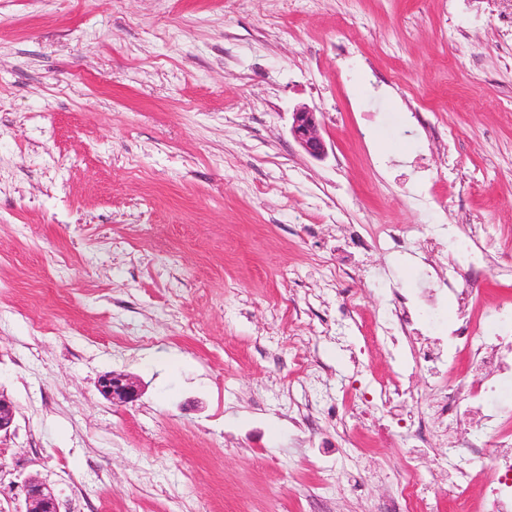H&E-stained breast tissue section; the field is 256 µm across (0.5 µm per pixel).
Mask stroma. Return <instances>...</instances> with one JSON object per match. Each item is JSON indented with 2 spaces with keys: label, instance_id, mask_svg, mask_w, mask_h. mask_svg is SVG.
<instances>
[{
  "label": "stroma",
  "instance_id": "obj_1",
  "mask_svg": "<svg viewBox=\"0 0 512 512\" xmlns=\"http://www.w3.org/2000/svg\"><path fill=\"white\" fill-rule=\"evenodd\" d=\"M512 0H0V512H399L380 329L433 224L512 248ZM351 54L341 52L342 45ZM327 147L307 155L294 108ZM431 193L416 206L415 193ZM398 225L417 250L355 240ZM345 269L340 280L327 270ZM489 306L512 283L459 280ZM140 382L118 406L108 372ZM290 132L299 146L311 157L322 158L326 145L320 134L317 113L300 107L291 112ZM26 512H58V501L47 484L37 477L30 476L23 484Z\"/></svg>",
  "mask_w": 512,
  "mask_h": 512
}]
</instances>
